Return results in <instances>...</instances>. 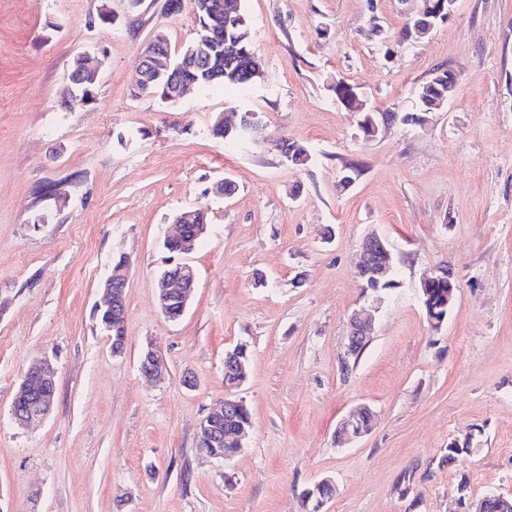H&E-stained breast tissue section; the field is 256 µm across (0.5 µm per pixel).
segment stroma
<instances>
[{"instance_id": "stroma-1", "label": "stroma", "mask_w": 512, "mask_h": 512, "mask_svg": "<svg viewBox=\"0 0 512 512\" xmlns=\"http://www.w3.org/2000/svg\"><path fill=\"white\" fill-rule=\"evenodd\" d=\"M104 5L114 24L101 22ZM419 5L244 0L262 82L170 105L132 96L139 52L159 31L172 49L192 42V6L0 0V512H301V492L325 477L336 485L325 512H462L463 478L472 496H512V0H456L428 37H404ZM79 54L98 59V82L66 108ZM445 69L458 78L446 106L403 123ZM339 80L398 121L364 137L332 91ZM236 103L314 147L309 165L214 138L215 117ZM349 163L361 173L345 188ZM226 178L229 198L214 191ZM188 207L211 224L190 258L194 296L172 321L155 280ZM372 231L396 256L387 295L354 273ZM124 255L116 356L96 305ZM441 267L461 291L436 330L420 288ZM360 308L374 310L376 331L347 363ZM240 344L249 369L236 395L251 423L223 462L199 453L197 432L226 396L224 354ZM150 345L169 367L160 383L138 368ZM43 358L58 371L55 407L22 428L12 397ZM361 403L376 413L371 431L337 446L338 421ZM469 434L472 450L443 464Z\"/></svg>"}]
</instances>
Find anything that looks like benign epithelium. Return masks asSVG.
Segmentation results:
<instances>
[{"instance_id": "obj_1", "label": "benign epithelium", "mask_w": 512, "mask_h": 512, "mask_svg": "<svg viewBox=\"0 0 512 512\" xmlns=\"http://www.w3.org/2000/svg\"><path fill=\"white\" fill-rule=\"evenodd\" d=\"M172 52L164 44L153 41L144 52L140 53L138 61V80L136 86L143 89L152 87L155 83L158 64L170 60ZM78 72L80 80L68 85L69 94L66 99L73 105L81 104L87 100L90 87L98 78V70L91 65L90 58L86 54L77 56ZM192 88L189 83L179 80H172L165 87L163 99L166 102L180 101ZM194 210L182 211L175 220L176 231L167 236V242H177L178 255L185 257L196 249L195 239L204 236L207 227L202 225L197 233L189 237L182 234L184 224L192 221ZM130 260L122 257V262L112 269L111 274L105 280L102 288L103 304L98 307L100 311H106L114 320L125 317V292L128 282V270ZM395 268V255L387 248V240L376 232L367 234L359 245V259L355 266L357 278L366 281H378L386 277ZM448 283V295L446 301L435 304V293L433 289L440 283ZM197 285L195 269L186 262H180L175 270L164 269L157 280V300L160 311L163 315H169L172 304H178L179 311L186 310L187 305ZM460 290L458 282L446 270L426 278L421 283V301L425 310L426 318L430 326L439 329L443 325V316L439 309L453 307L456 303L457 294ZM374 333V317L362 310L351 314L348 321L347 344L344 351V358L357 359L361 350L367 347L371 336ZM139 368L145 376L152 380L162 381L168 375L167 365L161 354L152 346L142 352L139 361ZM224 368L231 370L235 377L236 386H241L245 380L246 371L242 360L234 355L224 358ZM56 380V369L47 360H39L30 365L22 374L20 382L14 393L10 413L12 419L25 425L31 421L46 416L54 405L53 395L48 392ZM244 405L243 400L230 396L224 402L212 410L201 422L199 434L206 438L209 447L200 449V452L215 459L230 460L236 453L237 448H226L218 451L223 445L224 436L219 430L220 421L240 410ZM373 412L367 404H359L344 415L336 426V434L342 435V442L349 444L357 438L367 434L364 429L356 430L355 422L365 413ZM334 486L329 478H323L313 483L310 489L309 503L313 512H324L326 504L333 499V495L321 497L319 489L323 486Z\"/></svg>"}]
</instances>
